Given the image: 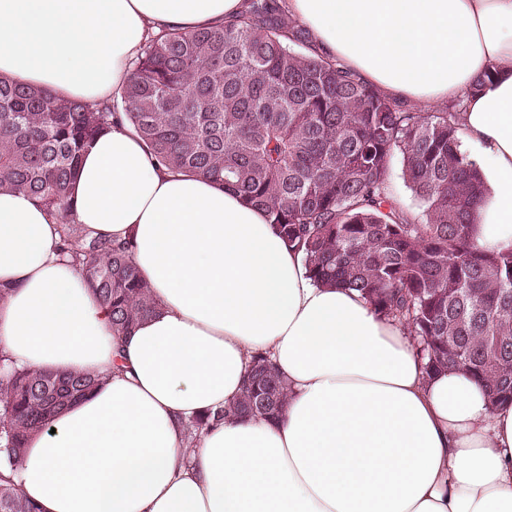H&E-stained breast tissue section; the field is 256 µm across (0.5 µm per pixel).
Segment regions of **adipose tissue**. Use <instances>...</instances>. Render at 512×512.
Here are the masks:
<instances>
[{
  "label": "adipose tissue",
  "instance_id": "adipose-tissue-1",
  "mask_svg": "<svg viewBox=\"0 0 512 512\" xmlns=\"http://www.w3.org/2000/svg\"><path fill=\"white\" fill-rule=\"evenodd\" d=\"M243 0H0V76L104 103L150 34L224 24ZM322 53L382 93L461 102L487 190L473 229L512 247V0H288ZM493 76L482 87L476 78ZM77 223L116 240L158 310L130 336L58 251L36 200L0 190V356L105 382L32 434L18 469L41 512H512V403L413 341L358 293L312 284L265 212L155 166L116 125L84 153ZM288 382L280 421L184 425L239 395L253 355Z\"/></svg>",
  "mask_w": 512,
  "mask_h": 512
}]
</instances>
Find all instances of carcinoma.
<instances>
[{"mask_svg": "<svg viewBox=\"0 0 512 512\" xmlns=\"http://www.w3.org/2000/svg\"><path fill=\"white\" fill-rule=\"evenodd\" d=\"M308 43L277 0H246L221 26L150 36L102 105L0 76V190L57 219L58 249L125 335L156 308L132 241L94 236L72 219L80 156L124 121L165 168L220 181L263 209L313 284L359 292L407 330L427 371L462 370L492 403L512 402V247L489 252L472 239L484 183L460 149V103L416 112L304 52ZM397 152L422 220L392 191ZM99 384L90 373L0 364V453L20 465L50 414ZM286 404L285 381L256 354L238 400L194 418L186 435L195 440L228 413L278 420ZM0 512L36 508L0 483Z\"/></svg>", "mask_w": 512, "mask_h": 512, "instance_id": "carcinoma-1", "label": "carcinoma"}]
</instances>
